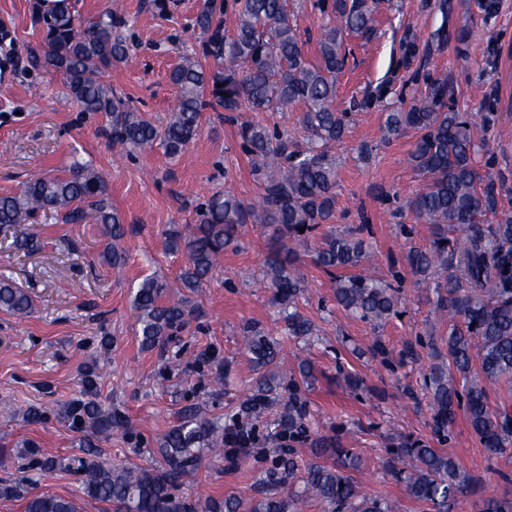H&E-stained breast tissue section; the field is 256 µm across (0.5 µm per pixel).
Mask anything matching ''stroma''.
<instances>
[{
    "instance_id": "stroma-1",
    "label": "stroma",
    "mask_w": 512,
    "mask_h": 512,
    "mask_svg": "<svg viewBox=\"0 0 512 512\" xmlns=\"http://www.w3.org/2000/svg\"><path fill=\"white\" fill-rule=\"evenodd\" d=\"M74 2L84 15L112 11L133 59L114 66L107 81L138 112L165 123L175 95L169 74L200 41L193 20L203 0ZM317 2H288L313 63L322 33ZM38 3L0 0V195L17 193L29 174L64 175L74 163L92 164L106 181L105 205L123 220L125 262L103 259L109 238L93 218L83 224L42 214L29 220L21 230L36 237L34 252L0 233V278L17 282L33 301L25 316L0 310V479L15 476L14 458L28 446L56 457L78 452L84 433L65 407L91 365L99 374L100 400L125 419L98 442L113 463L132 470L160 466L157 448L190 405L228 426L257 388L260 372L241 335L245 324L255 323L278 341L286 371L303 361L314 367L316 379L303 397L316 424L299 443L303 461L328 465L330 449H351L360 458L351 476L362 493L386 500L392 512H429L385 467L393 450L419 441L455 457L474 478L456 512H482L490 496L512 499V452L487 458L464 409H457L448 440L431 428L426 384L446 349V329L434 313L431 288L406 261L410 247H429L432 239L431 226L417 223L407 208L423 187L407 161L417 135L386 142L381 130L387 104L425 92L428 80L447 79L461 110L484 125L481 171L496 186L498 210L512 211V0H379L376 36L346 38L336 106L350 121L336 149L335 217L318 232L360 230L367 266L399 288L401 302L385 325L354 318L337 305L332 277L302 253L297 265L306 291L299 308L316 328L308 340L287 335L260 281L265 260L279 248L261 225H244L236 246L225 249L211 277L193 291L180 279L185 253L166 246L165 230L195 223L203 197L227 188L247 202L256 197L238 137L239 123L251 112L231 122L205 110L201 136L173 159L159 148L139 153L113 144L109 115L81 111L62 76L39 63ZM414 36L420 52L400 65V46ZM147 278L165 283L164 302L194 311L187 329L163 350L141 346L134 294ZM105 336L112 339L106 347L100 343ZM378 338L389 349L387 360L363 353ZM345 370L362 379V388L345 385ZM34 406L45 407L46 418L29 421ZM246 418L260 453L231 467L205 451L181 495L234 497L245 506L256 498L282 442L275 435L276 409Z\"/></svg>"
}]
</instances>
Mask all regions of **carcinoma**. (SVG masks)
Masks as SVG:
<instances>
[{
  "label": "carcinoma",
  "mask_w": 512,
  "mask_h": 512,
  "mask_svg": "<svg viewBox=\"0 0 512 512\" xmlns=\"http://www.w3.org/2000/svg\"><path fill=\"white\" fill-rule=\"evenodd\" d=\"M323 35L319 61L304 52L294 16L286 0H204L194 27L200 30L201 51L183 57L169 75L175 105L166 124L158 126L117 95L105 77L112 67L130 59V48L115 26L112 12L83 16L74 0H53L39 7L36 23L43 32L44 63L65 79L74 101L85 112L112 114V143L180 155L200 136L206 108L226 112L272 113L290 106L302 108L300 124L306 147L277 126L258 120L241 124V149L259 186L258 199L246 203L232 190L215 192L196 206L197 221L186 232L168 233L173 251H184L187 264L181 281L199 288L210 276L224 247L237 241L245 224H263L281 241L282 250L268 259L264 287L272 290L288 325V335L310 336L313 327L298 307L304 280L297 248L312 249L314 264L336 279V303L374 325L397 312L399 289L365 268L367 245L357 232L325 234L309 247L310 233L327 224L336 209V145L348 129L347 113L336 109V78L345 66V38L375 34L374 0H320ZM238 14L232 35L224 33L220 14ZM466 112L448 104V86L435 80L429 91L413 97L406 107L391 108L384 122L385 139L413 130L418 137L409 155L424 187L409 202L417 222L433 226L427 248L412 247L407 262L412 273L433 288L434 312L448 322V362L435 364L427 384L435 435H448L455 409L465 410L471 430L488 456L512 449V404L492 411L486 385L512 383V212L497 210L494 184H482L484 139ZM103 176L89 164L77 165L65 177L31 176L15 194L0 195V228L22 224L35 213L60 214L67 224L82 223L94 213L107 226L112 243L107 257L118 265L124 253L116 241L125 235L121 217L107 210L101 196ZM493 224H488L489 216ZM305 231H300V228ZM164 284L145 281L135 295L142 345L154 349L184 330L192 311L161 302ZM0 309L24 316L32 309L27 291L10 279H0ZM244 349L263 369L276 362L278 349L265 331L243 327ZM314 379L308 363L288 378V399L277 418V435L298 442L311 432V412L302 388ZM93 369L83 373L81 387L88 398L70 402L74 425L88 426L90 435H109L123 425L122 416L89 397L97 389ZM276 375H261L247 406L264 409L279 401ZM226 433L201 417L193 407L163 438L158 453L161 468L133 471L101 456L87 438L80 452L65 458L42 457L34 449L20 456L18 470L44 475L65 470L81 477V493L107 503L112 512H198L200 503L175 493L200 465L197 445L223 450ZM332 465L305 464L293 446L280 449L262 480L251 512H299L305 497L316 499L324 512H390L384 500L366 498L347 471L359 467L348 448H333ZM405 457L419 461L404 476L408 493L431 512H451L472 478L449 454L416 442L394 452L388 473L399 477L396 463ZM28 478L0 482V498L25 501L24 512H81L79 499L48 493L33 494ZM234 498L206 500L205 512H239Z\"/></svg>",
  "instance_id": "cac0c4a2"
}]
</instances>
